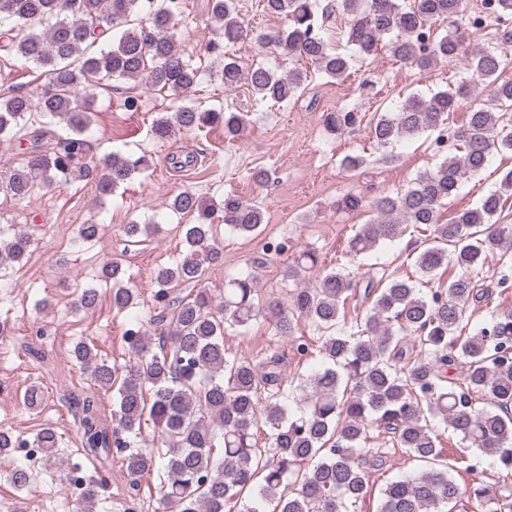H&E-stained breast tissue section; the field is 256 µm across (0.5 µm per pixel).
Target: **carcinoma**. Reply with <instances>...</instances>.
I'll return each instance as SVG.
<instances>
[{"mask_svg":"<svg viewBox=\"0 0 512 512\" xmlns=\"http://www.w3.org/2000/svg\"><path fill=\"white\" fill-rule=\"evenodd\" d=\"M224 48L215 75L232 89L247 83L262 101L288 103L306 87L308 69L342 80L353 59L371 60L387 47L394 58L420 70H431L449 59L462 58L473 81H461L428 99L408 98L396 112L378 115L371 128L383 148L425 131L448 133L460 153H448L439 165L418 175L406 189L371 202L356 195L336 201L346 212L371 207L376 217L362 224L348 241L358 257L380 242L401 236L407 228L431 231L436 245L417 253L416 265L432 275L452 263L458 269L444 288L423 295L405 279L385 285L366 282L369 312L356 332L339 327L340 311L357 294L358 282L341 270L323 273L315 285L298 288L287 305L271 308L275 334L290 336L301 317L324 332L322 366L299 384L302 408L288 410L281 399L280 358L273 354L259 364L230 359L224 350L227 328L248 330L262 315L255 303L254 277L240 275L224 284L218 313L212 297L201 288L182 295L178 286L195 287L207 269L224 264V251L213 243L217 224L239 234H254L264 224L262 208L236 194L207 203L190 191L176 194L170 207L189 214L186 252L174 267L155 274V309L151 323L162 328L153 345L134 324L125 331L132 360L119 368L97 358L85 342L74 346L75 359L90 370L98 386L116 390L117 424L104 422L92 396L82 399L80 420L86 456L109 457L124 450L129 474L138 478L154 470L166 474L161 489L165 502L180 512H225L226 504L255 492L273 506L272 512H350L366 493L363 464L370 449L369 433L387 434L393 444L418 461H440L443 447L429 419L441 417L466 444L493 458L512 473V310L492 316L489 325L464 336L466 310L490 299L477 288L470 271L497 252L512 253V224L498 223L504 196H512V169L498 188L480 203L441 221V209L469 177L478 173L492 151L512 154V81H499L507 55L495 49H469L459 33L467 18L463 0H266L267 11L288 17V28L261 33L259 43L297 62L279 74L263 62L243 70L230 50L246 32L235 0H211ZM351 16L342 31L350 52L339 51L328 36L336 7ZM0 50L15 54L49 76L35 94L16 93L0 99V139L26 141L24 164L0 176V189L27 197L34 184L64 186L76 179L97 184L109 194L140 172L144 159L118 153L99 166L87 162L90 144L88 98L81 91L105 80L144 83L167 90L180 101L173 111L154 119L152 134L166 140L177 131L222 126L237 139L244 118L226 109L199 110L188 99L198 71L176 45L178 6L175 0H0ZM448 22L443 35L432 24ZM488 88L487 99L469 108L458 127L449 115L469 99L476 83ZM32 112L65 123L63 132L27 131ZM357 111L328 112L324 126L342 134L358 126ZM453 247L448 252L445 246ZM31 236L17 232L0 242V266L28 255ZM310 250L295 255L285 269L300 278L316 268ZM131 288L112 289V305H134ZM458 374L451 376V371ZM45 401L38 385L24 394L36 410ZM151 418L166 443L165 450L135 448L120 435L140 433ZM269 429L259 444L255 429ZM30 444L57 462L53 428L41 429ZM104 477H83L75 512H95ZM377 512H512V488L479 481L460 489L443 468L430 467L390 482L381 489Z\"/></svg>","mask_w":512,"mask_h":512,"instance_id":"cac0c4a2","label":"carcinoma"}]
</instances>
